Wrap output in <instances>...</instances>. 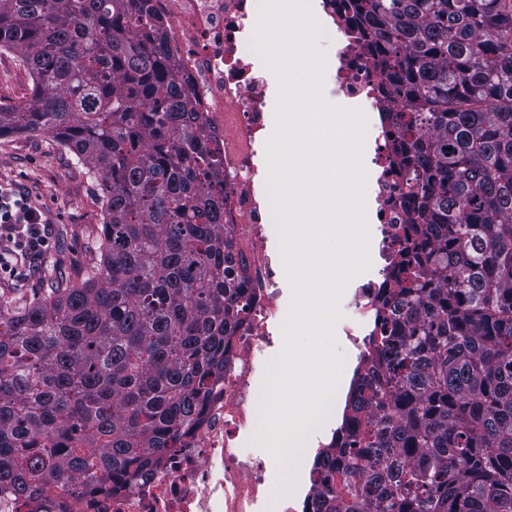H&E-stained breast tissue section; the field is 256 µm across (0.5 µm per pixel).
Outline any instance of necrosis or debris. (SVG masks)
Listing matches in <instances>:
<instances>
[{"label": "necrosis or debris", "mask_w": 512, "mask_h": 512, "mask_svg": "<svg viewBox=\"0 0 512 512\" xmlns=\"http://www.w3.org/2000/svg\"><path fill=\"white\" fill-rule=\"evenodd\" d=\"M331 17L338 65L331 96L354 103L370 126L375 174L369 191L378 246V274L347 296L340 324L345 345L367 353L387 314L405 253L408 186L400 173L401 137L377 114L400 111L387 94L368 34L352 19L347 0H320ZM166 20L162 39L172 66L193 97L210 144L223 167L224 222L245 257L251 299L226 344L224 379L213 390L204 419L181 447L167 454L148 480L110 500L105 512H266L289 479L263 452L247 451L254 434L266 351L281 341L288 310L286 270L268 246L269 212L263 195L260 146L274 106V76L252 49L261 0H150Z\"/></svg>", "instance_id": "necrosis-or-debris-1"}]
</instances>
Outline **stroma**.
<instances>
[{
	"mask_svg": "<svg viewBox=\"0 0 512 512\" xmlns=\"http://www.w3.org/2000/svg\"><path fill=\"white\" fill-rule=\"evenodd\" d=\"M32 80L16 53H0V105L24 102ZM0 181L19 186L51 220L56 245L41 272L25 283L0 282V292L30 296L76 275L98 248L103 202L96 179L86 174L68 147L46 134L0 138Z\"/></svg>",
	"mask_w": 512,
	"mask_h": 512,
	"instance_id": "1",
	"label": "stroma"
}]
</instances>
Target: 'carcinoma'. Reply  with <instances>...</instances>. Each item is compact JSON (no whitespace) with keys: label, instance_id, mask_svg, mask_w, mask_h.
Wrapping results in <instances>:
<instances>
[{"label":"carcinoma","instance_id":"cac0c4a2","mask_svg":"<svg viewBox=\"0 0 512 512\" xmlns=\"http://www.w3.org/2000/svg\"><path fill=\"white\" fill-rule=\"evenodd\" d=\"M404 101L399 281L351 384L317 512H512V0H351ZM147 0H0V50L32 79L0 138L44 133L100 188V260L0 295V490L93 502L157 469L224 377L247 296L221 160Z\"/></svg>","mask_w":512,"mask_h":512}]
</instances>
